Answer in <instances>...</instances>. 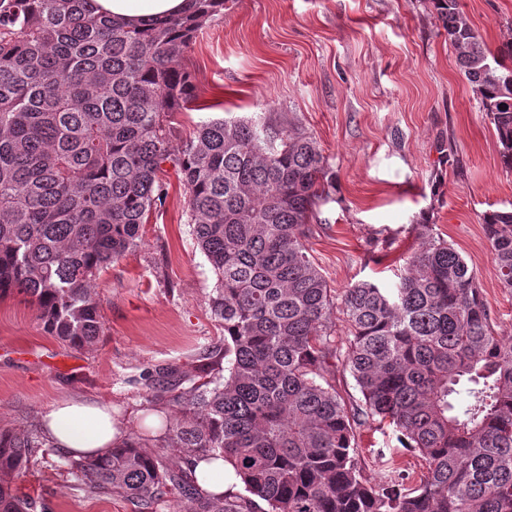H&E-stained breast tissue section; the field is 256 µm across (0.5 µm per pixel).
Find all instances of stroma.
I'll return each instance as SVG.
<instances>
[{
    "label": "stroma",
    "mask_w": 512,
    "mask_h": 512,
    "mask_svg": "<svg viewBox=\"0 0 512 512\" xmlns=\"http://www.w3.org/2000/svg\"><path fill=\"white\" fill-rule=\"evenodd\" d=\"M489 49L512 41V0H460ZM201 111L173 116L171 152L197 122L294 119L317 141L336 179L316 210L307 247L330 288L371 281L393 287L421 248L415 225H432L476 273L499 336L512 340V290L503 288L484 212L512 208V173L494 129L439 34L428 0H227L182 58ZM450 152L441 154L437 143ZM166 198L142 226L143 243L96 281L105 334L75 350L45 332L22 297L0 301V427L34 429L51 407L81 399L110 405L124 433L157 426L147 375L197 372L202 346L223 347L208 299L216 277L187 222L172 166ZM362 475L376 482L422 459L392 430L357 427ZM21 487L50 512H134L127 494H91L66 453L41 448Z\"/></svg>",
    "instance_id": "stroma-1"
}]
</instances>
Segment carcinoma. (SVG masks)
Returning <instances> with one entry per match:
<instances>
[{"label": "carcinoma", "instance_id": "cac0c4a2", "mask_svg": "<svg viewBox=\"0 0 512 512\" xmlns=\"http://www.w3.org/2000/svg\"><path fill=\"white\" fill-rule=\"evenodd\" d=\"M226 2L189 0L135 29L92 0H0V300L22 295L50 335L96 345L95 281L140 247L169 162L224 323V362L206 345L202 375L163 371L147 385L145 400L171 409L155 447L181 464L163 466L138 434L71 468L91 491L127 493L136 512H161L173 490L177 512H257L261 501L267 512H512V342L453 245L416 224L422 247L395 287L364 281L337 296L306 246L334 174L301 126L210 118L169 153L172 114L195 100L179 59ZM428 2L512 172V42L494 54L459 0ZM483 224L512 289V210ZM340 355L361 394L351 409L327 369ZM371 420L422 458L419 481L397 469L364 480L354 430ZM41 447L34 430L0 428V512H46L13 488ZM218 457L243 492L198 490L196 463Z\"/></svg>", "mask_w": 512, "mask_h": 512}]
</instances>
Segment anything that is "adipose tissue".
I'll list each match as a JSON object with an SVG mask.
<instances>
[{
  "instance_id": "obj_1",
  "label": "adipose tissue",
  "mask_w": 512,
  "mask_h": 512,
  "mask_svg": "<svg viewBox=\"0 0 512 512\" xmlns=\"http://www.w3.org/2000/svg\"><path fill=\"white\" fill-rule=\"evenodd\" d=\"M97 12L139 25L184 11L187 0H94ZM51 445L76 457L97 458L120 436L110 409L98 402L62 401L44 417Z\"/></svg>"
}]
</instances>
